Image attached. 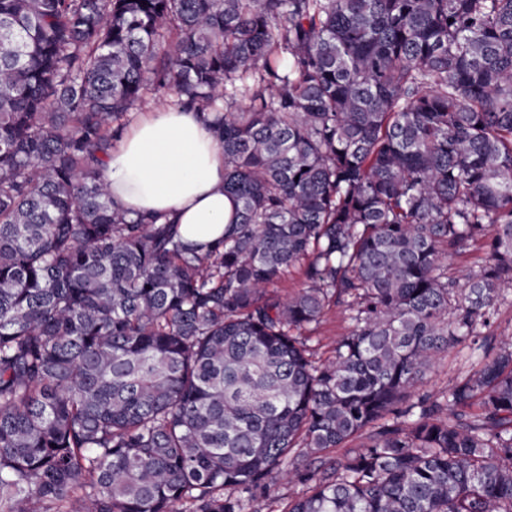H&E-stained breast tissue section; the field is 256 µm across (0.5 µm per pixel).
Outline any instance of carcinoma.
I'll list each match as a JSON object with an SVG mask.
<instances>
[{
    "mask_svg": "<svg viewBox=\"0 0 512 512\" xmlns=\"http://www.w3.org/2000/svg\"><path fill=\"white\" fill-rule=\"evenodd\" d=\"M162 89L224 151L202 249L100 178ZM510 289L512 0H0V512H246L296 450L286 512H512ZM483 257L482 251L471 249L466 253L453 255L447 259L448 275L455 281L457 288L464 286L468 276L478 269L479 262ZM492 331L498 341L512 343V293L498 307ZM351 325L347 313L341 305H331L313 333L310 345L314 349L315 357L324 360L333 355L336 342L346 336ZM466 352V349L459 345L442 353L419 389L436 395L446 393L448 387L455 383L457 378L476 366L474 360L468 359Z\"/></svg>",
    "mask_w": 512,
    "mask_h": 512,
    "instance_id": "1",
    "label": "carcinoma"
}]
</instances>
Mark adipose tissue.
<instances>
[{"label": "adipose tissue", "mask_w": 512, "mask_h": 512, "mask_svg": "<svg viewBox=\"0 0 512 512\" xmlns=\"http://www.w3.org/2000/svg\"><path fill=\"white\" fill-rule=\"evenodd\" d=\"M102 176L129 215H163L193 247L223 236L233 218L234 203L224 193V152L192 111L140 109Z\"/></svg>", "instance_id": "adipose-tissue-1"}]
</instances>
